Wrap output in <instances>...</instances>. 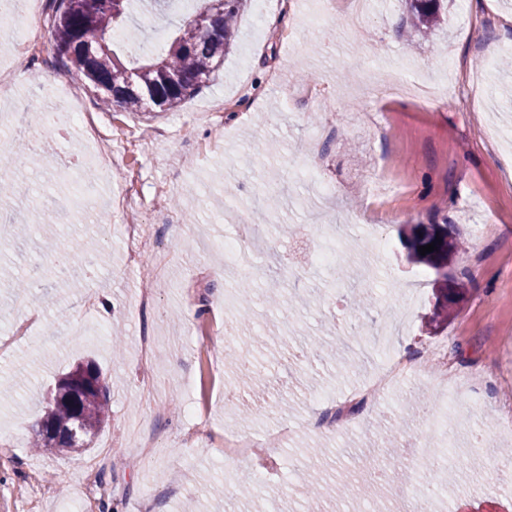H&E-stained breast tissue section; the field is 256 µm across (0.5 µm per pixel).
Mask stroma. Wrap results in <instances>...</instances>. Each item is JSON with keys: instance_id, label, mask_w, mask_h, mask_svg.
I'll list each match as a JSON object with an SVG mask.
<instances>
[{"instance_id": "obj_1", "label": "stroma", "mask_w": 512, "mask_h": 512, "mask_svg": "<svg viewBox=\"0 0 512 512\" xmlns=\"http://www.w3.org/2000/svg\"><path fill=\"white\" fill-rule=\"evenodd\" d=\"M353 0H269L257 16L247 0L235 47L208 87L173 112H124L73 88L111 145V171L83 153L85 129L31 149L27 105L59 106L63 79L41 30L49 67L42 81L11 77L17 122L0 126L9 154L34 151L36 205L55 228L33 225L12 197L0 223V512H62L83 495L85 512H338L331 491L310 500L306 484L322 463L350 482L355 512H404L407 496L434 498L436 512H512V0H446L444 20L423 36L403 0H369L350 26ZM133 0L125 25L148 48L202 10ZM338 137L314 143L320 128ZM333 187L323 196L317 188ZM278 195L277 211L260 198ZM454 224L467 247L456 259L468 288L445 326L427 323L434 275L407 263L399 230ZM139 227L148 248L133 244ZM241 243L236 268L222 242ZM322 247L341 275L299 271ZM107 251L105 265L93 261ZM29 286L17 294L9 277ZM287 290L300 305L273 306ZM150 295L139 308L137 299ZM251 299L242 310V296ZM110 300L108 318L97 304ZM401 314L393 344L418 354L445 346L460 368L480 372L470 397L434 428L443 404L428 377L412 378L365 409L354 430L324 419L315 394L334 397L380 364L367 340L339 321L376 330ZM28 336L17 335L20 323ZM154 339L142 357L141 335ZM81 359L99 366L109 418L85 457L37 453L30 443L39 399ZM199 405L202 431L186 437ZM155 441L141 455L130 428ZM483 431L488 448L467 436ZM250 438L252 457L279 449L293 479L255 485L250 459L224 456L227 436Z\"/></svg>"}]
</instances>
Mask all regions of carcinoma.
I'll list each match as a JSON object with an SVG mask.
<instances>
[{"label": "carcinoma", "mask_w": 512, "mask_h": 512, "mask_svg": "<svg viewBox=\"0 0 512 512\" xmlns=\"http://www.w3.org/2000/svg\"><path fill=\"white\" fill-rule=\"evenodd\" d=\"M129 0H52V35L55 50L65 56L64 75L91 86L98 99L129 112L151 109L173 112L208 83L224 63L234 26L246 0H224V12L211 14L204 22H187L167 51L155 62L123 63L106 44L107 33L125 23ZM444 0H405L413 26L430 32L440 22ZM94 45L97 53L86 56L80 46ZM408 262L435 274L433 320L448 321L454 306L465 299L467 289L450 273L460 243L446 224H407L400 230ZM441 240L437 250L420 255L418 247ZM99 373L92 363H78L56 382L42 408L38 446L50 453L80 456L89 450L108 416V387L74 395L87 375Z\"/></svg>", "instance_id": "carcinoma-1"}]
</instances>
